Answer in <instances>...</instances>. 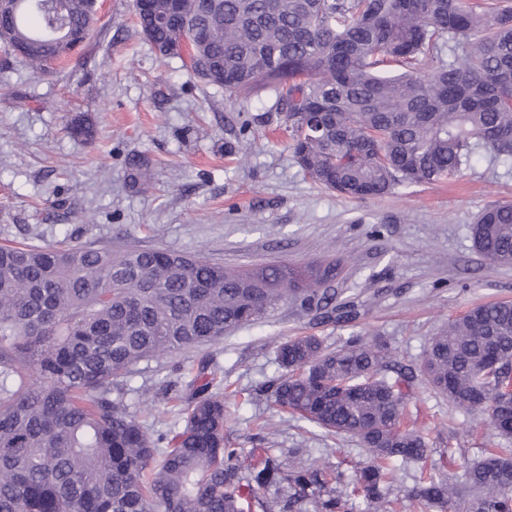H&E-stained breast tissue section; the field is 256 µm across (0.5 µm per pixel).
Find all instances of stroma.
Instances as JSON below:
<instances>
[{
	"mask_svg": "<svg viewBox=\"0 0 512 512\" xmlns=\"http://www.w3.org/2000/svg\"><path fill=\"white\" fill-rule=\"evenodd\" d=\"M100 5L98 31L83 53L40 78L0 50V245L130 241L227 267L333 259L342 267L336 299L359 311L353 322L329 323L285 305L218 342L145 363L131 381L137 392L129 408L150 434L180 430L174 398L200 356H213L225 383L250 390L281 375L274 343L294 336L314 335L332 348L359 336L417 367L449 319L512 301V266L477 254L470 232L486 205L512 201V166L479 157L456 181L381 198L324 190L289 149L273 93L231 96L205 85L139 34L132 0ZM78 116L93 122L94 140L69 133ZM243 138L251 141L245 158L232 151ZM132 154L151 161L149 191L127 179ZM408 408L427 428L432 461H443L448 475H461L484 449L512 448V437L423 383L413 387ZM225 410L224 434L243 453L271 448L319 460L332 486L347 491L345 512H374L349 491L364 455L356 440L325 437L264 395L227 398Z\"/></svg>",
	"mask_w": 512,
	"mask_h": 512,
	"instance_id": "obj_1",
	"label": "stroma"
}]
</instances>
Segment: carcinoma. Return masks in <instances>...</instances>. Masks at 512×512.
<instances>
[{
	"mask_svg": "<svg viewBox=\"0 0 512 512\" xmlns=\"http://www.w3.org/2000/svg\"><path fill=\"white\" fill-rule=\"evenodd\" d=\"M44 2L0 19V42L39 76L97 23L91 0ZM137 20L162 56L191 43L204 83L274 93L301 169L347 198L455 177L481 150L512 161V0H152ZM449 45L462 62L445 61ZM424 61L434 64L427 75ZM70 132L94 138L86 118ZM128 169L141 185L150 162L133 155ZM471 235L484 259L512 265V203L487 205ZM337 275L334 263L226 268L136 246H1L0 512H303L308 500L314 512H344L315 464L262 448L243 468L224 436L213 359L179 395L184 424L170 440L151 437L126 403L141 363L218 341L281 305L355 320V304L336 305L326 287ZM277 359L286 374L269 386L273 402L329 437L360 441L353 491L371 503L389 502L390 465L401 460L421 471L415 499L428 512H457L465 488L466 512H512L511 455L492 451L458 481L427 465L425 437L404 425L415 376L383 347L351 336L328 350L296 336L277 345ZM422 372L456 408L511 437L512 303L448 321ZM284 481L288 497L258 496Z\"/></svg>",
	"mask_w": 512,
	"mask_h": 512,
	"instance_id": "cac0c4a2",
	"label": "carcinoma"
}]
</instances>
